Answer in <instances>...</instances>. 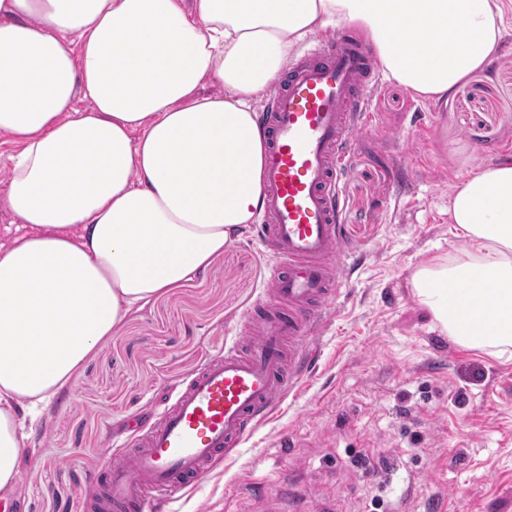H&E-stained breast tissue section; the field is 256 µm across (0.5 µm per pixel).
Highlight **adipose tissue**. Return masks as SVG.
I'll return each instance as SVG.
<instances>
[{
  "label": "adipose tissue",
  "mask_w": 512,
  "mask_h": 512,
  "mask_svg": "<svg viewBox=\"0 0 512 512\" xmlns=\"http://www.w3.org/2000/svg\"><path fill=\"white\" fill-rule=\"evenodd\" d=\"M512 0H0V133L18 145L0 242V491L25 416L72 388L127 314L192 281L261 206L254 104L308 34L347 23L385 77L438 100L501 49ZM223 90L204 93L207 82ZM86 99L88 107L77 104ZM469 243L418 268L459 345L512 349V160L458 183Z\"/></svg>",
  "instance_id": "adipose-tissue-1"
}]
</instances>
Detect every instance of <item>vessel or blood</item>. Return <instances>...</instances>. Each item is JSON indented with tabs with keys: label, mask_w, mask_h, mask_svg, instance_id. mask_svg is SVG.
I'll list each match as a JSON object with an SVG mask.
<instances>
[{
	"label": "vessel or blood",
	"mask_w": 512,
	"mask_h": 512,
	"mask_svg": "<svg viewBox=\"0 0 512 512\" xmlns=\"http://www.w3.org/2000/svg\"><path fill=\"white\" fill-rule=\"evenodd\" d=\"M378 83L372 47L344 27L317 38L274 87L260 118L268 154L258 235L272 260L269 295L245 315L233 346L183 382L158 420L94 475L96 512H148L197 486L300 384V363L354 258L338 182L370 124Z\"/></svg>",
	"instance_id": "obj_1"
}]
</instances>
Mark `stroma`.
<instances>
[{"instance_id": "obj_1", "label": "stroma", "mask_w": 512, "mask_h": 512, "mask_svg": "<svg viewBox=\"0 0 512 512\" xmlns=\"http://www.w3.org/2000/svg\"><path fill=\"white\" fill-rule=\"evenodd\" d=\"M506 27L495 64L448 98L387 79L372 92L340 183L360 260L316 356L239 453L162 512H512V353L458 345L411 285L418 267L467 249L449 197L512 144V13ZM268 280L250 226L192 282L133 310L42 409L14 512H90L92 475L230 348Z\"/></svg>"}]
</instances>
